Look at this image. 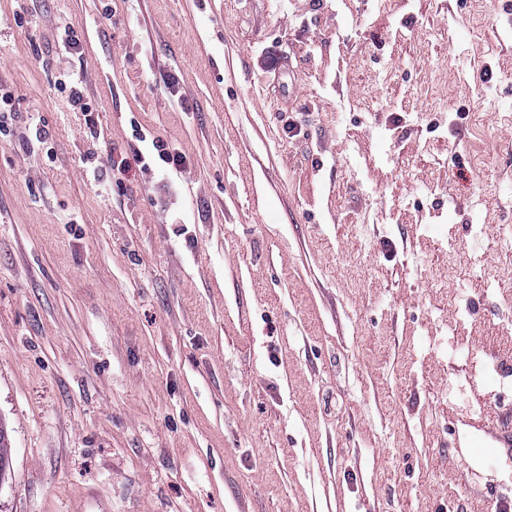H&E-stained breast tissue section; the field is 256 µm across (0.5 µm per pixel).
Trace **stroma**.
<instances>
[{"instance_id":"stroma-1","label":"stroma","mask_w":512,"mask_h":512,"mask_svg":"<svg viewBox=\"0 0 512 512\" xmlns=\"http://www.w3.org/2000/svg\"><path fill=\"white\" fill-rule=\"evenodd\" d=\"M17 8L0 512L512 508V0ZM65 38L58 44V59H65V67L60 74V86L68 93L70 105L78 112H91L85 93L84 71L82 68V45L73 24L65 26Z\"/></svg>"}]
</instances>
